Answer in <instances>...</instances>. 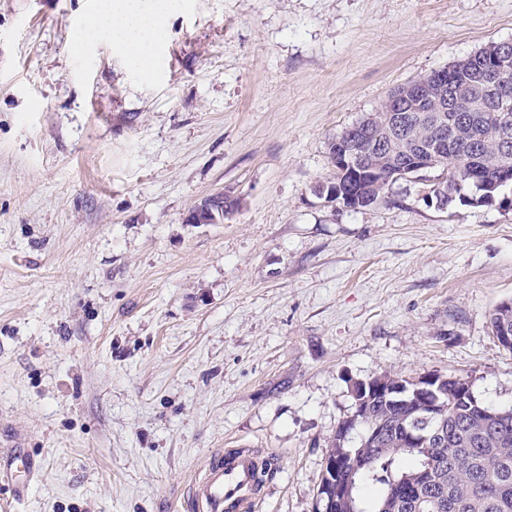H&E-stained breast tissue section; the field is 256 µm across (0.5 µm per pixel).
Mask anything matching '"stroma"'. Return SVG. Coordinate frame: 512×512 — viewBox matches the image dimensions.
<instances>
[{"mask_svg":"<svg viewBox=\"0 0 512 512\" xmlns=\"http://www.w3.org/2000/svg\"><path fill=\"white\" fill-rule=\"evenodd\" d=\"M97 0H0V436L41 463L0 512H189L218 448L271 454L257 512H314L350 385L468 377L512 406L506 205L439 173L350 209L328 145L490 42L512 0H178L148 71ZM223 192L221 224L188 212ZM511 303V306L507 304L505 306L506 301H503L499 304H497L493 309H491L488 313V321L491 328L492 335L495 339H497V334L501 331V328L504 327V324L512 329V301H507ZM505 307L510 306V309H504ZM505 312H508V314H505ZM506 327L502 328V331L499 336V342L504 345H511V346H504L505 349L508 351H512V332Z\"/></svg>","mask_w":512,"mask_h":512,"instance_id":"1","label":"stroma"}]
</instances>
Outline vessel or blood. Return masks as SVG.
Segmentation results:
<instances>
[{"mask_svg":"<svg viewBox=\"0 0 512 512\" xmlns=\"http://www.w3.org/2000/svg\"><path fill=\"white\" fill-rule=\"evenodd\" d=\"M0 454L5 457L0 463V486L8 487L14 500H24L35 475L32 458L16 442ZM267 466V457L252 448L215 451L188 485L190 512H255Z\"/></svg>","mask_w":512,"mask_h":512,"instance_id":"vessel-or-blood-1","label":"vessel or blood"}]
</instances>
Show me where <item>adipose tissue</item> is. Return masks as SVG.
<instances>
[{
    "label": "adipose tissue",
    "instance_id": "obj_1",
    "mask_svg": "<svg viewBox=\"0 0 512 512\" xmlns=\"http://www.w3.org/2000/svg\"><path fill=\"white\" fill-rule=\"evenodd\" d=\"M167 7L161 0H107L103 10L79 32L90 43L108 37L141 65H149L150 50L164 37Z\"/></svg>",
    "mask_w": 512,
    "mask_h": 512
}]
</instances>
